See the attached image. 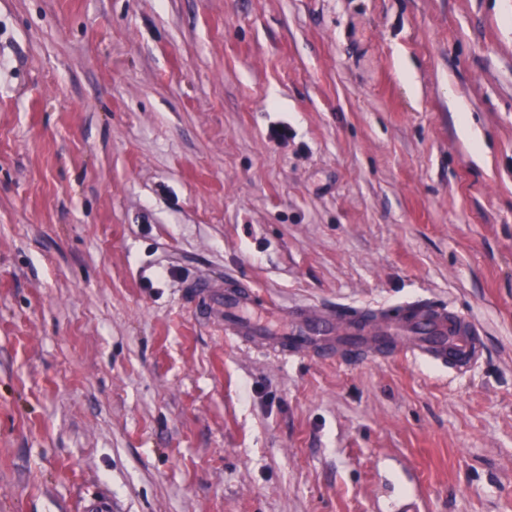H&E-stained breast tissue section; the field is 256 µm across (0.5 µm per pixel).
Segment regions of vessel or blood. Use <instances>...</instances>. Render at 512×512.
<instances>
[{
    "mask_svg": "<svg viewBox=\"0 0 512 512\" xmlns=\"http://www.w3.org/2000/svg\"><path fill=\"white\" fill-rule=\"evenodd\" d=\"M194 288L227 339L280 360L301 352L332 357L340 350H396L405 358L432 360L460 374L481 354L478 327L449 309L432 308L409 320L390 318L369 327L318 306L292 309L273 301L259 309L254 290L227 289L206 278L196 280Z\"/></svg>",
    "mask_w": 512,
    "mask_h": 512,
    "instance_id": "1",
    "label": "vessel or blood"
}]
</instances>
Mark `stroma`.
I'll return each instance as SVG.
<instances>
[{
	"mask_svg": "<svg viewBox=\"0 0 512 512\" xmlns=\"http://www.w3.org/2000/svg\"><path fill=\"white\" fill-rule=\"evenodd\" d=\"M206 276L443 305L483 352L283 362L225 342ZM102 490L512 512V0H0V512Z\"/></svg>",
	"mask_w": 512,
	"mask_h": 512,
	"instance_id": "stroma-1",
	"label": "stroma"
}]
</instances>
